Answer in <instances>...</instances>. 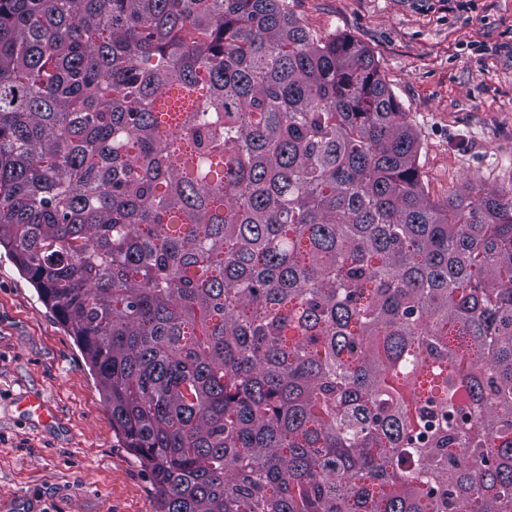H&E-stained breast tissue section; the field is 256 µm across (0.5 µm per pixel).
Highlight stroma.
<instances>
[{"instance_id":"stroma-1","label":"stroma","mask_w":512,"mask_h":512,"mask_svg":"<svg viewBox=\"0 0 512 512\" xmlns=\"http://www.w3.org/2000/svg\"><path fill=\"white\" fill-rule=\"evenodd\" d=\"M321 36L373 56L417 134L420 182L512 192V0H287ZM39 397L57 417H28ZM0 512H155L72 336L0 249Z\"/></svg>"}]
</instances>
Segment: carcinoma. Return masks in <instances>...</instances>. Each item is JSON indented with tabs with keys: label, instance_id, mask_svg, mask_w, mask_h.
<instances>
[{
	"label": "carcinoma",
	"instance_id": "cac0c4a2",
	"mask_svg": "<svg viewBox=\"0 0 512 512\" xmlns=\"http://www.w3.org/2000/svg\"><path fill=\"white\" fill-rule=\"evenodd\" d=\"M417 153L286 0H0V247L156 512H512V195Z\"/></svg>",
	"mask_w": 512,
	"mask_h": 512
}]
</instances>
